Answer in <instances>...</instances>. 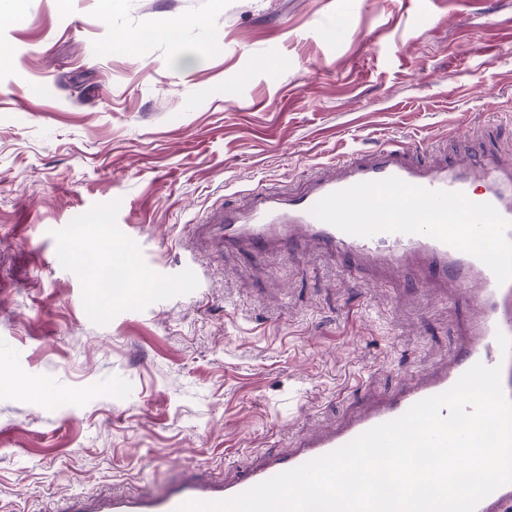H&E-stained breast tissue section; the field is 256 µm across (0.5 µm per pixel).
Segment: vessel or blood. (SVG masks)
I'll list each match as a JSON object with an SVG mask.
<instances>
[{
	"label": "vessel or blood",
	"mask_w": 512,
	"mask_h": 512,
	"mask_svg": "<svg viewBox=\"0 0 512 512\" xmlns=\"http://www.w3.org/2000/svg\"><path fill=\"white\" fill-rule=\"evenodd\" d=\"M397 177L434 191L462 193L474 203L492 204L512 220V163L496 151L464 152L452 159L421 162L396 145L351 153L317 168L293 191L263 186L244 203L218 207L198 222L212 247L288 248L308 240L346 260L350 275L365 267L400 269L420 262L447 281L450 296L467 309L465 338L453 360L401 385L385 398L341 418L335 426L291 437L287 449L257 454L250 467H228L223 480L197 479L170 486L154 496L116 494L100 502L77 496L62 512H176L189 500L234 497L282 472L336 450L362 432L404 414L416 402L441 394L475 363L501 369V384L512 398V280L497 283L479 259L425 234H347L316 219L312 207L326 195L360 182ZM476 512H512V484L484 498Z\"/></svg>",
	"instance_id": "vessel-or-blood-1"
}]
</instances>
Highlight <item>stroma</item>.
<instances>
[{"instance_id": "obj_1", "label": "stroma", "mask_w": 512, "mask_h": 512, "mask_svg": "<svg viewBox=\"0 0 512 512\" xmlns=\"http://www.w3.org/2000/svg\"><path fill=\"white\" fill-rule=\"evenodd\" d=\"M386 141L512 155V0H0V512L223 476L449 362L422 264L196 233Z\"/></svg>"}]
</instances>
